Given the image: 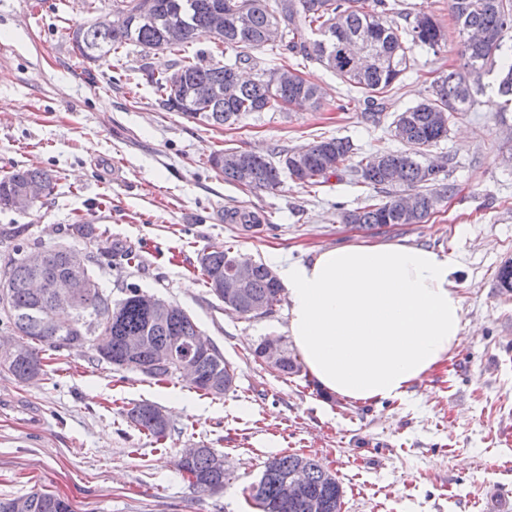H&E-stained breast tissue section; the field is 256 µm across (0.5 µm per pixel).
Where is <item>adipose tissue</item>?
<instances>
[{
	"label": "adipose tissue",
	"mask_w": 512,
	"mask_h": 512,
	"mask_svg": "<svg viewBox=\"0 0 512 512\" xmlns=\"http://www.w3.org/2000/svg\"><path fill=\"white\" fill-rule=\"evenodd\" d=\"M456 255L401 243L352 244L281 266L288 334L328 392L406 399L462 336Z\"/></svg>",
	"instance_id": "adipose-tissue-1"
}]
</instances>
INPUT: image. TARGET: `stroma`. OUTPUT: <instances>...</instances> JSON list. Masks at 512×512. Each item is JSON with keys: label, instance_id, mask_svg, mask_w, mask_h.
<instances>
[{"label": "stroma", "instance_id": "obj_1", "mask_svg": "<svg viewBox=\"0 0 512 512\" xmlns=\"http://www.w3.org/2000/svg\"><path fill=\"white\" fill-rule=\"evenodd\" d=\"M434 15L447 40L420 53L385 93L380 122L347 107L351 90L314 60L298 71L324 93L321 108L292 105L217 129L163 112L147 83H113L111 63L84 69L68 27L122 9V0H0V173L42 167L52 195L28 210L0 211V270L16 238L43 248L94 252L101 287L121 299L126 285L179 305L235 370L233 388L199 395L186 378L154 381L92 361L91 350L46 351L47 376L21 382L0 371V497L42 488L74 512H259L246 500L265 463L284 453L319 459L343 487L342 512H486L489 491L512 497V295L496 274L512 260V108L493 77L448 137L420 149L422 163L447 161L454 195L418 224L362 229L343 211L371 188L350 173L309 187L285 179L273 192L226 183L205 160L217 149H298L320 138L350 139L358 156L408 151L389 129L394 112L427 95L462 63L451 0H397ZM238 220H230L231 212ZM138 254L73 238L75 220ZM401 242L452 251L463 299L462 343L413 388L411 397L363 403L318 387L307 371L289 378L254 359L266 337L286 336L287 307L259 318L225 310L205 288L197 257L235 247L255 260L310 259L316 249ZM159 406L174 428L162 441L126 417ZM223 453V488L201 492L175 464L183 449Z\"/></svg>", "mask_w": 512, "mask_h": 512}]
</instances>
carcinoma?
I'll list each match as a JSON object with an SVG mask.
<instances>
[{
  "label": "carcinoma",
  "mask_w": 512,
  "mask_h": 512,
  "mask_svg": "<svg viewBox=\"0 0 512 512\" xmlns=\"http://www.w3.org/2000/svg\"><path fill=\"white\" fill-rule=\"evenodd\" d=\"M125 9L129 22L120 31L105 30L96 24L80 25L67 37L84 64H94L116 55L118 78L131 81L135 75L149 83L157 96L158 107L165 112H178L193 121L222 128L232 126L241 118L255 112H281L285 106L299 101L319 108L321 90L302 76L286 83L276 78L279 69L262 71L258 78L241 81L238 69L251 65L256 50H268L278 58L299 54L323 64L343 83L357 89L365 105L364 117L380 120L384 106L381 94L397 82L414 61L418 50L438 52L445 33L433 15L419 12L404 15L405 24L390 17L395 4L390 0H128ZM224 11V37H209L214 12ZM451 12L459 33L477 28L485 34L476 46L463 43L466 62L461 69L440 75L431 85L428 96L420 102L398 111L391 122L402 127L399 140L415 147H431L448 137V120L458 112H469L483 92L484 75L498 68L502 72L499 93L512 105V0H452ZM277 24L280 37L274 42L265 39L267 29ZM362 37L378 58L376 62L349 65L342 56L343 44L351 38ZM206 40L210 47L189 51ZM135 48L141 64L129 70L119 64V52ZM235 52L234 60L215 59L226 51ZM167 60L162 61L160 57ZM354 144L344 138L331 137L296 151L278 152V160L257 154L237 167H223L219 174L224 181L247 189L276 190L283 177L295 174L294 163L301 158L307 175L300 183L309 186L323 184L338 173L344 162L355 154ZM358 182L379 190L381 199L353 210L342 212L345 224L375 228L383 224H418L440 203L453 195L452 183H443L439 171L423 165L415 157L401 152H376L358 161L354 167ZM400 173L401 181L393 182L392 173ZM31 183H39L51 195L53 174L43 168H18L0 176V208L6 200ZM417 196V207L407 211L402 205L403 193ZM232 251V248H227ZM225 251V252H227ZM223 251L202 252L198 258L201 275L207 288H214L215 279L224 274ZM43 270L55 287L41 295L27 288L32 271L18 258L9 262L4 271L9 295V307H0V325L18 336L20 350L0 355V368L17 380L25 381L45 372L42 352L48 347L56 351L87 347L94 359L117 368L139 371L157 381H166L185 370L174 364L160 365L154 351L165 346L173 336L188 344L199 328L182 308L174 306L171 323L154 320L139 307L135 294L138 287L125 289V297L117 302L99 289L81 298L71 308L70 324L57 318L56 290L64 287L71 262L76 259L68 250L50 249ZM251 298L265 302L271 311L282 301L283 286L270 276V268L257 262L248 284ZM102 333L112 336L105 354L96 351V337ZM136 334L143 337L145 349L134 362L126 358L123 337ZM189 374L197 391L207 396H220L235 382V372L224 359L210 355L194 358ZM223 383L219 391L210 382ZM138 430L164 440L170 430L169 421L160 420L158 406L142 402L127 412ZM213 448L177 460V467L188 475L199 491H213L224 485L228 472L215 470L211 458ZM304 464L308 482L306 494L326 499L324 512H341L343 487L336 475L313 458L297 453L275 456L264 466L250 496L257 502L274 505L272 512H294L281 501L280 490L288 473ZM27 512H73L68 501L46 490L23 495Z\"/></svg>",
  "instance_id": "carcinoma-1"
}]
</instances>
